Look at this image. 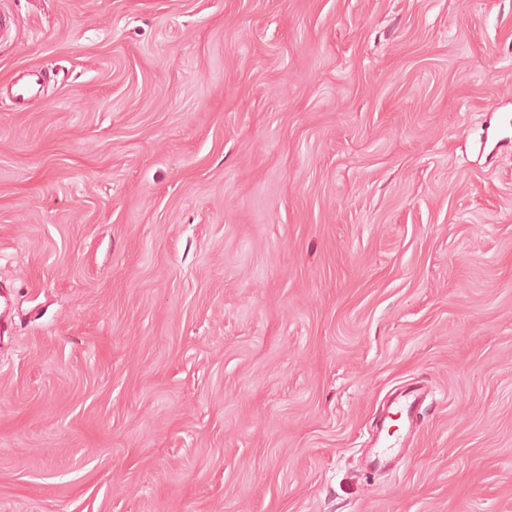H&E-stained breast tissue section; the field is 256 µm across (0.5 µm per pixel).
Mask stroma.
Returning a JSON list of instances; mask_svg holds the SVG:
<instances>
[{
  "label": "stroma",
  "mask_w": 512,
  "mask_h": 512,
  "mask_svg": "<svg viewBox=\"0 0 512 512\" xmlns=\"http://www.w3.org/2000/svg\"><path fill=\"white\" fill-rule=\"evenodd\" d=\"M1 11L0 512H512V0ZM39 76L35 70H30L12 85L9 99L16 112L26 110L30 98L36 93L39 85ZM421 396L416 390H409L396 398L389 414L402 418L407 424H413L420 409Z\"/></svg>",
  "instance_id": "35a3bbf8"
}]
</instances>
